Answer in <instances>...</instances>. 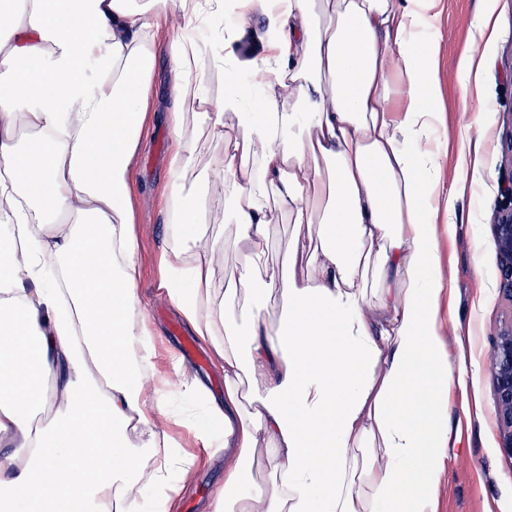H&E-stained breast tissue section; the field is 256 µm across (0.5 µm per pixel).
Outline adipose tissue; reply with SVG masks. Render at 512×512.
<instances>
[{"instance_id":"obj_1","label":"adipose tissue","mask_w":512,"mask_h":512,"mask_svg":"<svg viewBox=\"0 0 512 512\" xmlns=\"http://www.w3.org/2000/svg\"><path fill=\"white\" fill-rule=\"evenodd\" d=\"M441 2L0 0V512H169L196 462L177 426L224 458L208 512H436L464 362L442 332L457 198L436 204L448 149L429 141L444 109L421 39ZM477 3L456 69L479 97L498 23ZM208 18L224 55L189 34ZM160 46L175 124L157 287L223 372L220 401L184 367L160 375L137 288L131 180ZM205 136L224 150L199 170ZM217 186L243 270L224 290L201 222ZM273 206L295 230L269 272ZM186 397L209 430L173 411Z\"/></svg>"}]
</instances>
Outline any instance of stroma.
<instances>
[{"instance_id": "obj_1", "label": "stroma", "mask_w": 512, "mask_h": 512, "mask_svg": "<svg viewBox=\"0 0 512 512\" xmlns=\"http://www.w3.org/2000/svg\"><path fill=\"white\" fill-rule=\"evenodd\" d=\"M477 0H443L438 21L428 27L425 39L441 46L440 81L445 123L435 133L448 146L451 162L443 173V191L453 188L452 165L463 137H484L486 150L481 164L471 171L464 194L457 203L459 222L453 237H440L438 251L451 275L449 310L460 324L466 345L462 369L464 384L448 390V428L460 435L464 447L451 456L437 489L438 512H512V458L499 449V428L494 405L490 353L506 308L498 291V260L494 242V217L504 203L501 193V141L512 129V0H497L499 34L486 53L491 65L486 75V100L465 94L456 75L459 52L470 38ZM170 64L164 48H157L152 77V113L146 123L137 169L133 177L137 251L142 271L139 293L151 321L160 333L158 348L161 372L172 370L170 354H181L192 332L161 295L159 253L166 234L165 200L170 176L165 167L173 144L169 115ZM194 474L182 489L181 504L191 501L193 512H205L216 485L224 478L222 458L196 446Z\"/></svg>"}]
</instances>
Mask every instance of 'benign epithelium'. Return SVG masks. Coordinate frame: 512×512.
<instances>
[{
  "mask_svg": "<svg viewBox=\"0 0 512 512\" xmlns=\"http://www.w3.org/2000/svg\"><path fill=\"white\" fill-rule=\"evenodd\" d=\"M505 193L511 203L498 212L493 227L499 260V293L508 303L509 315L492 348L490 373L499 421V448L512 458V172L505 180Z\"/></svg>",
  "mask_w": 512,
  "mask_h": 512,
  "instance_id": "7a95c632",
  "label": "benign epithelium"
}]
</instances>
